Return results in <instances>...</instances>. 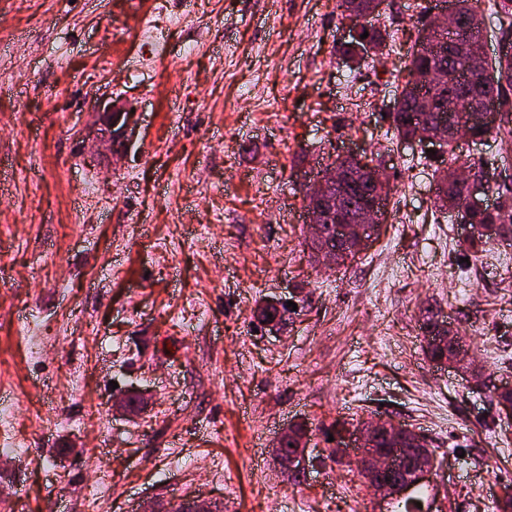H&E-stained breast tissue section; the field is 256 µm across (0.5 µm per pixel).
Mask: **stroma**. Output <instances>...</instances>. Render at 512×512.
Instances as JSON below:
<instances>
[{
    "mask_svg": "<svg viewBox=\"0 0 512 512\" xmlns=\"http://www.w3.org/2000/svg\"><path fill=\"white\" fill-rule=\"evenodd\" d=\"M380 61L354 69L337 0H0V512H375L329 434L374 415L425 435L443 512H494L512 485V246L462 264L421 144L386 114L418 6L386 0ZM131 109L105 144L101 104ZM373 153L393 191L382 234L326 271L303 185ZM101 202L88 208L87 189ZM294 302L274 327L265 300ZM438 304L478 386L422 350ZM86 386L67 390L73 373ZM304 424L293 484L278 434ZM291 429L298 432H306L303 425L296 424L291 426V428L284 429L280 435L277 437V441H280L284 438L288 437V434L292 435ZM299 433L295 436L297 439L298 447L296 453L288 456L283 455H275V458L278 462V465L280 468L285 472L286 474H289L288 477H291V479L297 483L301 482V478L303 475L300 474H293L292 473H306V470L309 467L308 464V455H307V449H308V437L306 434Z\"/></svg>",
    "mask_w": 512,
    "mask_h": 512,
    "instance_id": "1",
    "label": "stroma"
}]
</instances>
